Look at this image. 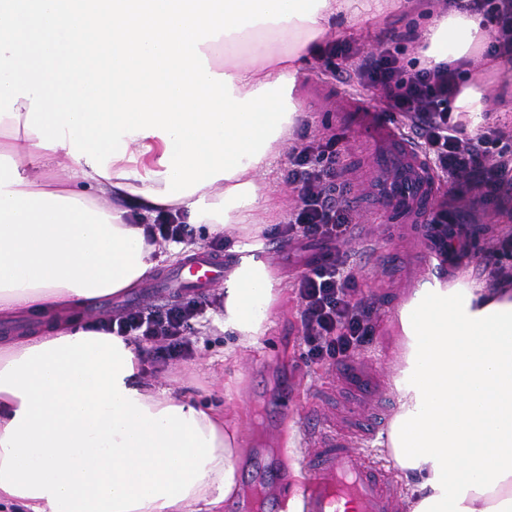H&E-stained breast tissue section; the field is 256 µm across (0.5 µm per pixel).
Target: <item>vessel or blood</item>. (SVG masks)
<instances>
[{
  "label": "vessel or blood",
  "instance_id": "obj_1",
  "mask_svg": "<svg viewBox=\"0 0 512 512\" xmlns=\"http://www.w3.org/2000/svg\"><path fill=\"white\" fill-rule=\"evenodd\" d=\"M345 102L368 139L379 146L373 157L378 191L370 198L369 207L383 202L400 223H423L432 205L434 184L417 147L362 97L349 95ZM224 273L225 265L218 260L189 262L169 285H217L223 283ZM358 397L361 407L349 411L347 428L322 431L316 429L314 420H307L314 449L300 461L295 498H275L277 512H341L345 502L353 503L356 512H397L398 492L387 480L384 464L358 453L380 428L373 414L383 397V388L375 382L361 383Z\"/></svg>",
  "mask_w": 512,
  "mask_h": 512
}]
</instances>
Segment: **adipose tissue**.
Listing matches in <instances>:
<instances>
[{
  "label": "adipose tissue",
  "mask_w": 512,
  "mask_h": 512,
  "mask_svg": "<svg viewBox=\"0 0 512 512\" xmlns=\"http://www.w3.org/2000/svg\"><path fill=\"white\" fill-rule=\"evenodd\" d=\"M396 0H0V503L26 512H219L237 494L223 411L136 383L130 340L79 325L158 265L159 213L219 231L270 205L256 178L289 136L307 46ZM457 10L427 65L474 59ZM113 198L115 206L105 205ZM274 300L260 263L225 284L253 344ZM408 381L388 442L410 512H512V290L424 288L400 314Z\"/></svg>",
  "instance_id": "ef3b65f1"
}]
</instances>
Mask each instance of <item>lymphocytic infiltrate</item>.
<instances>
[{
  "instance_id": "f902f5d3",
  "label": "lymphocytic infiltrate",
  "mask_w": 512,
  "mask_h": 512,
  "mask_svg": "<svg viewBox=\"0 0 512 512\" xmlns=\"http://www.w3.org/2000/svg\"><path fill=\"white\" fill-rule=\"evenodd\" d=\"M453 5L481 16L489 35L485 58L512 65V0H454ZM339 56L349 60V67L336 69L333 60ZM323 61L324 74L351 91L374 89L386 111L399 116L403 132L420 146L427 168L448 181L453 200H465L474 191L482 202L504 210L512 206V149L507 146L512 128L489 126L471 138L451 112L463 62L419 68L404 61L397 49L366 51L349 40L331 43ZM336 145V137L305 134L294 147L284 183L296 192L298 203L281 234L325 242L354 236L357 221L347 199L351 189L341 179ZM356 284L352 268L331 254L307 264L298 275L304 341L313 362L339 359L371 341L370 310L350 300ZM199 312L197 305L176 302L127 307L104 325L113 334L150 345L157 358L178 360L192 353L189 331Z\"/></svg>"
}]
</instances>
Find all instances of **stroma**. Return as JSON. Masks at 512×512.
<instances>
[{"mask_svg": "<svg viewBox=\"0 0 512 512\" xmlns=\"http://www.w3.org/2000/svg\"><path fill=\"white\" fill-rule=\"evenodd\" d=\"M430 7L431 0H402L397 8L377 21L338 20L334 24L336 36L356 42L367 51L376 50L383 42L397 46L405 59L411 60L418 55L419 42L399 41L397 34L410 25L424 30ZM308 55L297 78L298 87L293 91L303 110L301 122L293 127L289 139L258 178L261 190L273 196L277 208L268 216L266 223L224 229L226 246L223 255L232 261H239L243 251L263 241H277L278 225L287 222L295 208L296 196L283 184L282 176L288 170L292 148L298 144L303 130L313 133L323 130L338 136V148L348 165L345 179L360 181L368 169L373 146L359 129L343 120L335 99L305 101L301 86L315 79L320 67L316 49H309ZM483 211L482 223L473 227L471 249L457 270L447 273L427 267L429 283L450 287L458 284L485 286L482 267L488 258V250L502 233H512V214L499 213L490 203L484 204ZM359 220L366 223L375 243L373 252L363 254L357 242L352 241L336 243L335 253L354 265L358 283L354 297L372 303L373 319L379 323L390 317L388 302L401 293L406 264L416 260L422 245L413 225L393 224L386 219L372 224L364 214ZM320 252V245L299 239L276 250L277 264L271 275L275 299L266 330L257 344H243L238 335L223 330L224 304L215 301L214 306L207 308L204 318L194 324L193 354L190 358L166 364L149 360L139 374L146 387H168L178 396L191 394L198 402L222 408L225 418L235 423L241 455L239 493L243 496L256 494L259 489L256 468L264 454V447L259 442L263 424L276 428L284 438L285 447L297 454L304 449L301 420L309 408H317L320 428L336 430L341 426L340 398L336 392L337 365L331 361L316 364L308 358L301 303L294 288V279L304 261L318 256ZM177 267V260H161L151 276L134 288L131 295L94 300L82 313V322L91 323L105 315L118 313L127 306L132 295L139 297L141 304L151 303L152 283L172 276ZM353 359L368 364L386 378L389 406L392 411H399L401 394L397 383L402 380L406 366V353L399 337L375 332L372 342L355 352ZM292 383L296 384L297 390L287 414L260 421L258 410L267 401L275 399L283 386Z\"/></svg>", "mask_w": 512, "mask_h": 512, "instance_id": "obj_1", "label": "stroma"}]
</instances>
